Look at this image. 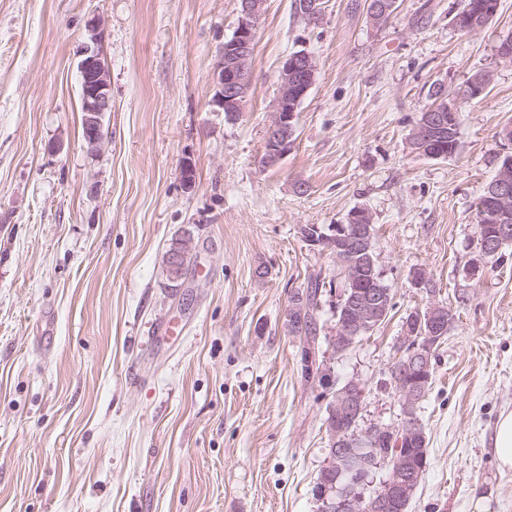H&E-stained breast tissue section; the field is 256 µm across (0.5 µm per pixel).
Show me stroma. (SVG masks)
<instances>
[{"mask_svg": "<svg viewBox=\"0 0 512 512\" xmlns=\"http://www.w3.org/2000/svg\"><path fill=\"white\" fill-rule=\"evenodd\" d=\"M460 0H397L378 26L366 0H325L320 23L266 0L242 112L213 102L212 74L238 0H0V512H320L333 389L360 379V428L400 425L389 381L406 317L429 299L454 315L417 411L429 464L409 512H512L493 435L512 411V255H480L476 203L512 141V0L473 33ZM104 24L112 110L104 145L82 136L85 25ZM318 64L295 140L261 162L283 59ZM478 70L460 152L410 137L441 84ZM196 170L182 182L184 162ZM366 208L394 307L345 352L339 290H323L305 381L286 328L309 278L339 279L302 226ZM195 251L170 282L169 248ZM425 269L434 295L415 288Z\"/></svg>", "mask_w": 512, "mask_h": 512, "instance_id": "obj_1", "label": "stroma"}]
</instances>
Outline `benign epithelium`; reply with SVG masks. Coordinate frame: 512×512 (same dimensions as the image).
I'll list each match as a JSON object with an SVG mask.
<instances>
[{"label": "benign epithelium", "instance_id": "benign-epithelium-1", "mask_svg": "<svg viewBox=\"0 0 512 512\" xmlns=\"http://www.w3.org/2000/svg\"><path fill=\"white\" fill-rule=\"evenodd\" d=\"M266 0H239L241 20L233 36L224 41V55L213 73L215 87L214 103L223 112L236 114L243 109L251 85V60L256 40V21L261 16ZM323 0H294L296 14L310 23L323 18ZM395 10L392 0H368L367 15L371 24L378 26L387 20ZM496 4L492 0L476 5L468 4L455 20V27L471 30L476 27V18L496 14ZM101 20L93 17L87 21V42L83 47L79 64L80 92L83 120L86 127L85 144L91 152L100 149L103 143V118L112 110L111 83L108 67L99 51L103 33ZM317 72L315 58L305 52L288 55L279 71L278 97L272 120L267 129V155L264 162L277 163L290 150L295 135V118L300 102L306 97L314 84ZM486 85L470 83L463 89L448 93L443 86L437 87L438 95L434 104L425 113L423 120L416 126L411 137L414 143H432L448 136L462 106L481 96ZM487 203L482 207L481 218L490 224H498L506 218L512 208V175L501 170L488 188ZM372 218L365 209H357L348 217V223L336 225V235L327 237L319 229L302 227L301 235L311 246L324 244L334 249L336 261L349 265L347 259L368 253L372 244ZM191 242L184 240L175 244L166 254L165 263L169 276L175 280L181 278L184 266L182 259L193 253ZM386 295L375 292H362L350 301V315L336 328L335 341L347 344L354 336L382 319L387 311ZM426 318L428 333L418 337L411 332V324L420 318ZM448 321V308L432 301L424 312L412 314L405 320L401 341L407 349V358L400 370L395 372L394 384L398 394L402 395V406L409 409L418 401L422 389L410 388L400 380L401 372L412 368L423 371L428 369V355L439 343ZM363 409V389L354 380L347 381L336 392V402L330 406L329 418L325 422L329 440L330 456L323 466L324 482L319 500L325 503L329 512H367L377 505L388 509L394 498H405L411 491L414 478L408 477L411 465L403 454H396L385 461L390 468V480L386 484L389 498L377 501L373 505L362 494H349L333 497L335 491L331 475L335 473L336 462L340 461L347 470H363L365 457L361 455L364 443L373 441L381 433H394L399 439H411L419 436V423L407 415L397 427L374 424L367 429L352 434L345 429L349 419L358 418Z\"/></svg>", "mask_w": 512, "mask_h": 512}]
</instances>
